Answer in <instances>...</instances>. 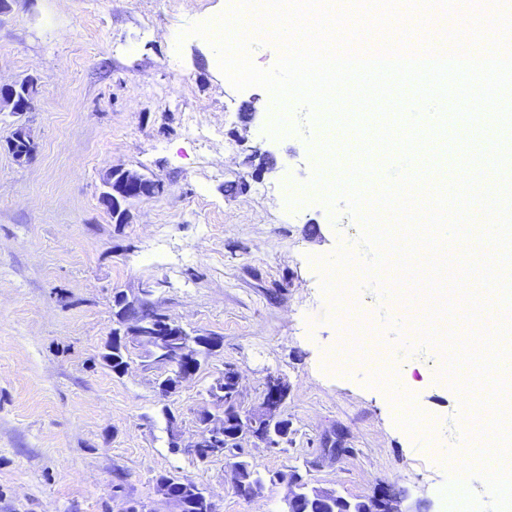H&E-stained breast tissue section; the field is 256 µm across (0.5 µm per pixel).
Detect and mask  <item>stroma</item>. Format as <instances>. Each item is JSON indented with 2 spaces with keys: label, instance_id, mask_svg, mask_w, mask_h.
Listing matches in <instances>:
<instances>
[{
  "label": "stroma",
  "instance_id": "1",
  "mask_svg": "<svg viewBox=\"0 0 512 512\" xmlns=\"http://www.w3.org/2000/svg\"><path fill=\"white\" fill-rule=\"evenodd\" d=\"M234 2L9 0L0 14V82L37 85L23 118L32 161L4 149L16 118L0 112V512H121L130 501L168 512L156 492L162 474L205 487L216 512H283L294 472L349 499L392 486L413 510L442 512L453 471L400 425L385 358L334 360L380 287L355 263L353 301L323 293L320 259L358 243L363 227L344 199L329 206L305 186L310 145L333 144L344 164L352 135L328 114L309 123L295 104L291 132L268 133L267 91L235 89L211 41L189 32ZM470 135L466 120L449 118L432 183L459 173ZM113 167L164 186L132 202L125 224L98 201ZM147 286L157 312L222 340L166 399L157 389L166 372L144 349H131L121 375L104 360L114 295ZM450 353L437 338L422 371L399 376L437 417L464 405L437 377ZM228 365L243 410L259 406L268 376L289 387L287 442L243 445L264 478L252 499L237 492L225 458L203 462L188 449ZM332 433L346 452L330 460L322 440Z\"/></svg>",
  "mask_w": 512,
  "mask_h": 512
}]
</instances>
